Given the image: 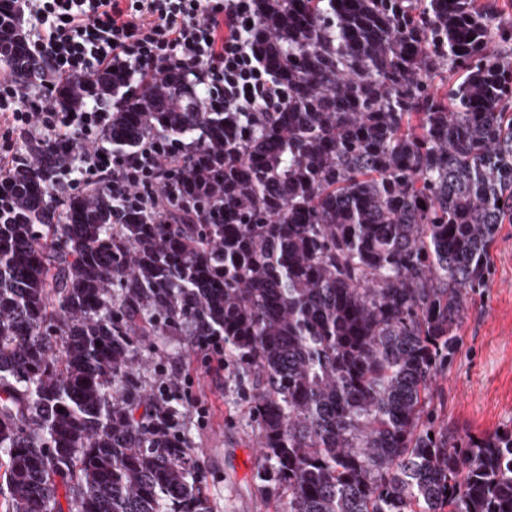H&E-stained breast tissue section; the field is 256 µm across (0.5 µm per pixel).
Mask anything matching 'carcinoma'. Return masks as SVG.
Masks as SVG:
<instances>
[{"label":"carcinoma","instance_id":"1","mask_svg":"<svg viewBox=\"0 0 512 512\" xmlns=\"http://www.w3.org/2000/svg\"><path fill=\"white\" fill-rule=\"evenodd\" d=\"M248 45L280 112L204 109L176 73L56 79L0 0V63L76 112L117 100L112 151H197L163 213L92 184L66 142L0 171L5 512H213L136 337H224L251 377L261 481L284 512H512V429L456 437L432 381L512 223V19L476 0H258ZM120 218L121 223L112 220Z\"/></svg>","mask_w":512,"mask_h":512}]
</instances>
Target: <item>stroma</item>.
Returning a JSON list of instances; mask_svg holds the SVG:
<instances>
[{
    "label": "stroma",
    "instance_id": "stroma-1",
    "mask_svg": "<svg viewBox=\"0 0 512 512\" xmlns=\"http://www.w3.org/2000/svg\"><path fill=\"white\" fill-rule=\"evenodd\" d=\"M492 255L494 275L462 324L463 346L433 381L440 421L461 435L512 428V224H504ZM132 372L146 387L177 380L185 433L198 452L195 477L213 512H281L283 499L269 496L259 479L257 431L236 381L207 362L192 337L170 332L140 341Z\"/></svg>",
    "mask_w": 512,
    "mask_h": 512
}]
</instances>
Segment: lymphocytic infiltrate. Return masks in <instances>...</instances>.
I'll list each match as a JSON object with an SVG mask.
<instances>
[{"label": "lymphocytic infiltrate", "mask_w": 512, "mask_h": 512, "mask_svg": "<svg viewBox=\"0 0 512 512\" xmlns=\"http://www.w3.org/2000/svg\"><path fill=\"white\" fill-rule=\"evenodd\" d=\"M37 57L55 76L112 68L156 77L172 71L194 78L209 110L277 112L283 91L247 46L256 0H21ZM51 90L0 80V165L20 158L18 140L69 142L72 161L56 178L58 194L90 181L145 207L170 192L172 149L155 140L122 156L104 151L112 109L92 103L68 114L49 102Z\"/></svg>", "instance_id": "lymphocytic-infiltrate-1"}]
</instances>
